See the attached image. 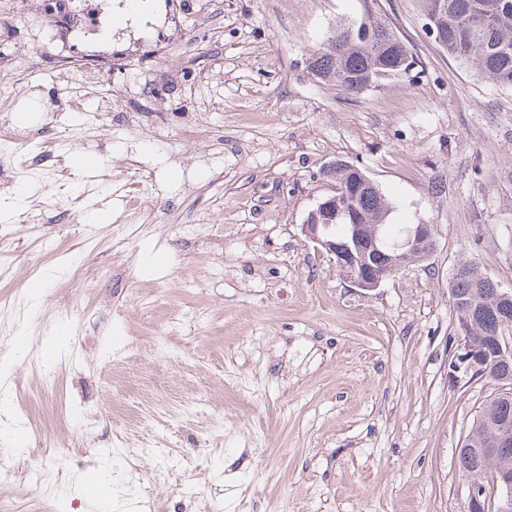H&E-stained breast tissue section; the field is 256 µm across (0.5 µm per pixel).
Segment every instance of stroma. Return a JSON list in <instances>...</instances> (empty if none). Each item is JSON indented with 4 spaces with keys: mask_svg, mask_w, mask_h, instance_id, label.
<instances>
[{
    "mask_svg": "<svg viewBox=\"0 0 512 512\" xmlns=\"http://www.w3.org/2000/svg\"><path fill=\"white\" fill-rule=\"evenodd\" d=\"M49 2L0 0V115L34 113L0 152V298L25 307L0 328V387L29 439L0 437V493L37 512H466L458 450L497 388L453 372L449 289L470 259L512 290V88L450 57L415 0H157L123 28L120 0ZM369 11L412 70L359 94L312 76ZM339 160L393 223L435 227L431 257L371 291L301 231ZM68 337L65 327L57 328L53 336H47L41 351L46 365H54L58 361L67 345Z\"/></svg>",
    "mask_w": 512,
    "mask_h": 512,
    "instance_id": "35a3bbf8",
    "label": "stroma"
}]
</instances>
